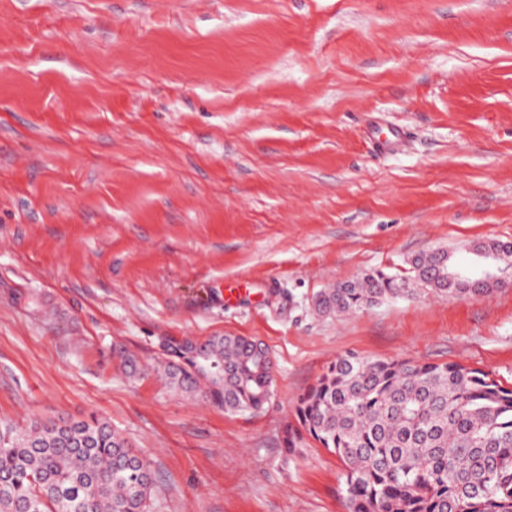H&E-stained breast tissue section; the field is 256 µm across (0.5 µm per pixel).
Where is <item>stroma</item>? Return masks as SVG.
<instances>
[{"label": "stroma", "mask_w": 512, "mask_h": 512, "mask_svg": "<svg viewBox=\"0 0 512 512\" xmlns=\"http://www.w3.org/2000/svg\"><path fill=\"white\" fill-rule=\"evenodd\" d=\"M482 240L512 243V0H0V422L108 420L151 512H346L335 454L281 451L338 356L512 386V288L312 305ZM213 335L268 347L263 410L158 379Z\"/></svg>", "instance_id": "stroma-1"}]
</instances>
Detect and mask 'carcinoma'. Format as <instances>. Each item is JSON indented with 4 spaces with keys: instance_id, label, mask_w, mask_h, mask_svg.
<instances>
[{
    "instance_id": "cac0c4a2",
    "label": "carcinoma",
    "mask_w": 512,
    "mask_h": 512,
    "mask_svg": "<svg viewBox=\"0 0 512 512\" xmlns=\"http://www.w3.org/2000/svg\"><path fill=\"white\" fill-rule=\"evenodd\" d=\"M409 275L366 272L326 288L322 315L361 311L428 287L442 297L488 292L469 278L448 281V250L419 253ZM155 366L172 388L224 408L254 413L269 403L273 362L245 336L171 339ZM284 429L293 454L310 437L346 469L348 512H512V387L458 363L336 357L295 405ZM112 425L0 423V512H150L154 482Z\"/></svg>"
}]
</instances>
